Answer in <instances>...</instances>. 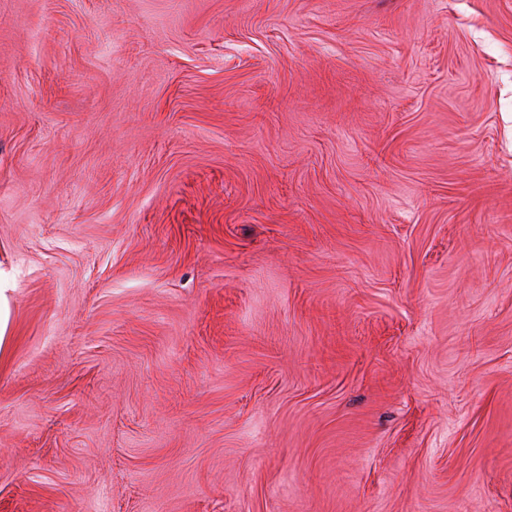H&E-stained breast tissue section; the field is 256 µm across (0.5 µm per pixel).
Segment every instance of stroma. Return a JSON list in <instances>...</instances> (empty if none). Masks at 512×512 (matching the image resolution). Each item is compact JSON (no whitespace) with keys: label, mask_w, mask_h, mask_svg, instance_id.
I'll use <instances>...</instances> for the list:
<instances>
[{"label":"stroma","mask_w":512,"mask_h":512,"mask_svg":"<svg viewBox=\"0 0 512 512\" xmlns=\"http://www.w3.org/2000/svg\"><path fill=\"white\" fill-rule=\"evenodd\" d=\"M0 512H512V0H0ZM15 272L0 262V358L4 357L11 345L12 293L15 290Z\"/></svg>","instance_id":"obj_1"}]
</instances>
